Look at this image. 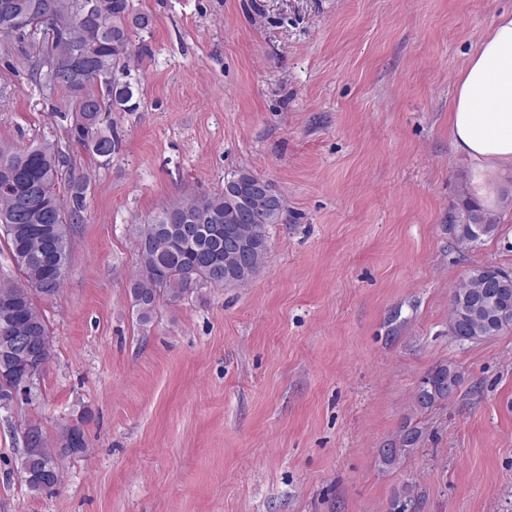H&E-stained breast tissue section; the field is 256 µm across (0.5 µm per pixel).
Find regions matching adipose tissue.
<instances>
[{
	"instance_id": "ef3b65f1",
	"label": "adipose tissue",
	"mask_w": 512,
	"mask_h": 512,
	"mask_svg": "<svg viewBox=\"0 0 512 512\" xmlns=\"http://www.w3.org/2000/svg\"><path fill=\"white\" fill-rule=\"evenodd\" d=\"M448 123L485 205L494 206L486 179L512 166V12L497 16L459 71Z\"/></svg>"
}]
</instances>
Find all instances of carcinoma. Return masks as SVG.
I'll return each instance as SVG.
<instances>
[{
	"mask_svg": "<svg viewBox=\"0 0 512 512\" xmlns=\"http://www.w3.org/2000/svg\"><path fill=\"white\" fill-rule=\"evenodd\" d=\"M0 9V39L4 49L9 42L27 48L30 77L43 91L65 94L69 103L63 118L69 119L68 151L42 141L18 150L0 141V225L14 223L22 199L35 187L39 195L22 221L21 234L3 233L10 257L22 276V282H0V347L5 338L25 336L28 350L12 359L13 372L21 374L29 366L45 370L49 358L50 329L37 306L39 297L56 296L69 273L72 248L71 227L83 221L87 208V184L75 179L62 184L63 168L68 166L69 151L85 152L101 167L112 163L117 139L112 113L135 108L133 86L126 80L124 59L134 55L132 34L151 28V15L133 9L131 0H104L105 6L93 15L80 13L76 0H9ZM258 183L262 178L240 168L224 178V189L199 196L190 202H173L157 212L147 223L136 227L139 273L129 284V299L140 326L146 327L163 301L176 303L186 295L207 286L224 284V274L232 262L224 251L214 252L207 262L199 253L211 247L203 238L175 233L177 224L168 223L170 215L209 216L207 224L234 225L254 239L250 256L259 268L268 250L269 227L280 222L285 209L278 198V211L266 204L251 202L259 216L253 224L236 219L241 198L229 184V178ZM498 228L497 216L469 201L463 213L452 220L455 245L470 248ZM512 327V273L492 264L469 270L452 289L448 332L459 341L487 338ZM461 381L459 372L446 364L434 366L420 382L415 394L416 410L426 413L448 396ZM27 430L38 435L37 442L20 455V471L28 490L39 494L57 486L62 479L61 462L71 456H83L88 448L79 427L61 429L49 439L42 427L33 423ZM422 430L404 425L387 447L379 450V464L396 469L421 443ZM419 504L415 487L406 483L390 502L389 512H409Z\"/></svg>",
	"mask_w": 512,
	"mask_h": 512,
	"instance_id": "1",
	"label": "carcinoma"
}]
</instances>
